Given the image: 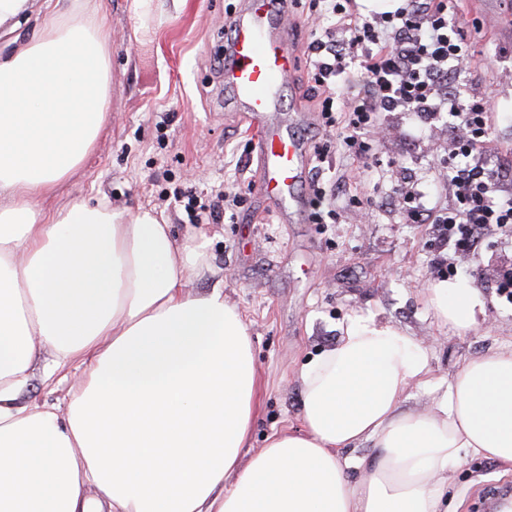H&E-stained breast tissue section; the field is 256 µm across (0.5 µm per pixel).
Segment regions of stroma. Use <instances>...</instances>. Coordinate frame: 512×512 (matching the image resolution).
<instances>
[{
    "label": "stroma",
    "mask_w": 512,
    "mask_h": 512,
    "mask_svg": "<svg viewBox=\"0 0 512 512\" xmlns=\"http://www.w3.org/2000/svg\"><path fill=\"white\" fill-rule=\"evenodd\" d=\"M101 9L112 46V84L106 119L92 151L52 194L44 211L75 200L160 213L182 241H209L212 274L192 277L188 291L221 286L241 312L251 335L261 380L255 426L242 461L276 431L301 426L300 364L333 343L356 317H371L404 331L431 351L429 381L411 385L400 399L405 410L428 409L466 359L512 348V304L491 282L497 267L512 261V242L489 236L474 254L461 256L440 241L433 225L402 218L396 186L415 188L427 206L447 202L435 189L433 156H447L454 136L446 120L421 125L406 112L381 117L383 133L373 146L378 166L371 182L357 177L356 157L336 155L324 164L322 181L336 187V223L319 224L314 210H279L258 188L260 162L243 112L227 102L212 59L224 44L225 20L243 0H149L144 16L129 0H84ZM455 16L468 31L484 69L461 75L475 95L493 105L492 152L512 164V19L500 0H457ZM305 67L290 81L294 111L283 123L307 147L323 135L309 99ZM219 184L243 197L234 221L193 224L179 204L160 201L161 190L205 197ZM466 279L480 293L485 320L461 332L443 324L426 300L433 282ZM491 461L466 458L448 475V501L465 499L467 512H499L512 498V477H496Z\"/></svg>",
    "instance_id": "stroma-1"
}]
</instances>
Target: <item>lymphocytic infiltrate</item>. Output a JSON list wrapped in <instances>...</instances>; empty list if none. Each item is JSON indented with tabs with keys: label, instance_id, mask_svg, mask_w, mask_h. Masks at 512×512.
<instances>
[{
	"label": "lymphocytic infiltrate",
	"instance_id": "lymphocytic-infiltrate-1",
	"mask_svg": "<svg viewBox=\"0 0 512 512\" xmlns=\"http://www.w3.org/2000/svg\"><path fill=\"white\" fill-rule=\"evenodd\" d=\"M311 4L303 57L325 131L317 164L340 152L367 155L382 113L409 112L425 123L447 118L459 131L448 146L451 201L429 209L415 190L398 187L406 221L436 225L465 253L491 233L512 237V167L490 161L492 105L455 80L481 69L483 60L455 24L452 0H401L395 10L368 17L356 0ZM241 204L222 186L207 201L189 198L184 208L190 223L218 224Z\"/></svg>",
	"mask_w": 512,
	"mask_h": 512
}]
</instances>
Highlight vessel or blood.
<instances>
[{"label":"vessel or blood","instance_id":"1","mask_svg":"<svg viewBox=\"0 0 512 512\" xmlns=\"http://www.w3.org/2000/svg\"><path fill=\"white\" fill-rule=\"evenodd\" d=\"M231 36L224 44V91L246 112L263 170V187L283 201L305 166L302 144L266 117L291 109L288 86L298 64L294 29L285 0H244L227 19Z\"/></svg>","mask_w":512,"mask_h":512}]
</instances>
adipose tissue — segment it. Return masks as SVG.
<instances>
[{
  "label": "adipose tissue",
  "mask_w": 512,
  "mask_h": 512,
  "mask_svg": "<svg viewBox=\"0 0 512 512\" xmlns=\"http://www.w3.org/2000/svg\"><path fill=\"white\" fill-rule=\"evenodd\" d=\"M102 28L84 6L49 9L0 57V512H448L463 457L512 474V349L467 359L430 411L403 412L430 350L362 317L301 365L300 429L241 465L260 380L223 289H185L211 271L205 241L177 243L150 208L36 203L105 122ZM427 299L461 330L483 310L463 279ZM74 370L65 408L27 402L32 380ZM367 440L376 459L344 457Z\"/></svg>",
  "instance_id": "adipose-tissue-1"
}]
</instances>
